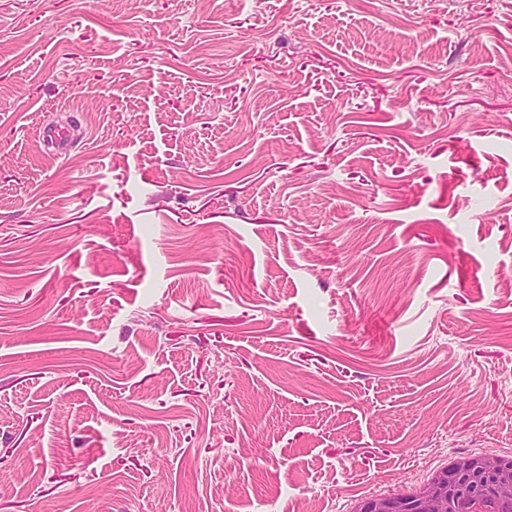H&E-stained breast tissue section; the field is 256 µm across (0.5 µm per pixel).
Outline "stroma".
Here are the masks:
<instances>
[{"mask_svg": "<svg viewBox=\"0 0 512 512\" xmlns=\"http://www.w3.org/2000/svg\"><path fill=\"white\" fill-rule=\"evenodd\" d=\"M511 61L512 0H0V512L512 461ZM41 142L46 154H62L69 145L70 131L67 127L58 124L46 125L41 133Z\"/></svg>", "mask_w": 512, "mask_h": 512, "instance_id": "35a3bbf8", "label": "stroma"}]
</instances>
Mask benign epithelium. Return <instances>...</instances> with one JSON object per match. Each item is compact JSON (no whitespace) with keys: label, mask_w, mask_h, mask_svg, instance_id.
Here are the masks:
<instances>
[{"label":"benign epithelium","mask_w":512,"mask_h":512,"mask_svg":"<svg viewBox=\"0 0 512 512\" xmlns=\"http://www.w3.org/2000/svg\"><path fill=\"white\" fill-rule=\"evenodd\" d=\"M476 492L512 500V466L486 457L465 458L457 463L453 478L438 476L410 501L375 498L367 501L358 512H465L450 508L451 502Z\"/></svg>","instance_id":"obj_1"}]
</instances>
